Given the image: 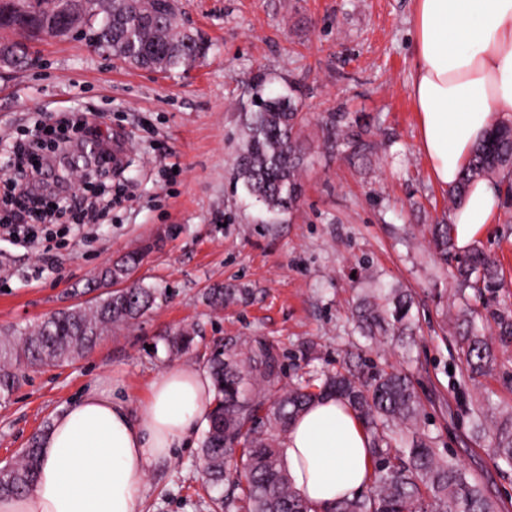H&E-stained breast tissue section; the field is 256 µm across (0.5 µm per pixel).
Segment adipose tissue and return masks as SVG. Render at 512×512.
<instances>
[{"label":"adipose tissue","instance_id":"1","mask_svg":"<svg viewBox=\"0 0 512 512\" xmlns=\"http://www.w3.org/2000/svg\"><path fill=\"white\" fill-rule=\"evenodd\" d=\"M410 24L419 146L434 184L448 190L499 113L512 112V0H413ZM501 207L494 182H472L452 215L457 249L478 241ZM211 399L209 377L188 364L153 382L136 416L111 388L93 385L55 419L34 485L1 499L0 512H142L149 467L189 443ZM283 448L294 489L318 512L357 495L371 476L363 427L333 398L301 413Z\"/></svg>","mask_w":512,"mask_h":512}]
</instances>
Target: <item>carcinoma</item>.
Masks as SVG:
<instances>
[{
	"label": "carcinoma",
	"instance_id": "obj_1",
	"mask_svg": "<svg viewBox=\"0 0 512 512\" xmlns=\"http://www.w3.org/2000/svg\"><path fill=\"white\" fill-rule=\"evenodd\" d=\"M100 6L101 0H0V10L13 15L34 12L31 22H0V30L30 41L81 31L90 46L100 49L110 43L112 53L121 54L129 65L163 74L194 67L210 48L198 31L168 22L172 0H112L111 15ZM0 47L11 50L17 67L36 59L25 42L3 39ZM266 88L265 82H257L254 99L243 112L236 180L276 220L297 207L309 147L301 138L303 116L295 94ZM342 119V114L332 113L325 122L336 131V147L344 148L349 158L372 148L343 132ZM484 177L505 185L506 201L512 202V121L496 123L475 145L457 184L448 191L453 206L459 207L470 184ZM428 232L436 255L451 264L460 295L470 290L480 299L500 287V265L483 247L477 245L462 256L454 253L453 224H431ZM143 260V253L133 251L104 267L95 284L103 292L87 305L59 309L34 326L0 333V399L17 389V367L60 366L88 353L113 327L132 324L150 312L161 292L137 283L119 287ZM412 306L411 294L401 288L387 294L375 289L356 309L357 328L373 336L388 317L393 334L409 336ZM491 319L498 335L511 340L512 308L491 312ZM460 320L466 324L458 344L467 378L491 374L494 350L476 326L473 312L463 313ZM166 341L172 350L187 351L194 333L178 329ZM207 349L214 394L200 458L207 465L209 487L226 486L224 495L211 498L213 512H317L292 486L282 441L291 421L321 398H336L353 410L368 436L374 467L365 488L337 501L332 512H498V503L421 429L423 406L404 371L381 369L367 377L357 363L300 378L287 387L282 384L284 354L262 336H221ZM41 440L40 435L33 437L20 461L0 469V496L27 491L35 479ZM491 441L499 460L512 469V421L496 425Z\"/></svg>",
	"mask_w": 512,
	"mask_h": 512
}]
</instances>
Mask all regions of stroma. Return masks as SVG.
<instances>
[{
  "label": "stroma",
  "mask_w": 512,
  "mask_h": 512,
  "mask_svg": "<svg viewBox=\"0 0 512 512\" xmlns=\"http://www.w3.org/2000/svg\"><path fill=\"white\" fill-rule=\"evenodd\" d=\"M178 7L181 22L213 43L186 73L136 69L69 37L43 41L36 66L0 75V147L60 117L92 112L104 131L124 136L127 160L110 179L112 205L97 222L45 249L0 237V330L83 303L79 291L100 269L144 246L150 252L134 277L167 293L87 355L24 371L10 400L0 401V459L16 460L99 381H110L137 414L168 369L204 367L206 341L262 336L285 354L289 383L355 355L403 369L437 448L512 512V470L471 417L481 402L495 420L512 417V343L499 344L486 325L497 367L463 379L452 281L423 233L448 222L453 209L418 147L407 92L411 0H179ZM260 74L274 88L296 89L310 147L298 209L274 224L262 222L233 176L241 108ZM333 112L345 113L343 129L369 131L378 149L352 163L327 147L324 120ZM479 244L504 273L503 288L471 302L484 314L512 303V205ZM375 280L414 297L410 353L388 337L372 343L355 331L352 312ZM216 283L247 294L211 308L203 293ZM185 326L196 327L199 339L188 353L169 356L164 335ZM201 440L194 435L152 466L146 512H211Z\"/></svg>",
  "instance_id": "35a3bbf8"
}]
</instances>
